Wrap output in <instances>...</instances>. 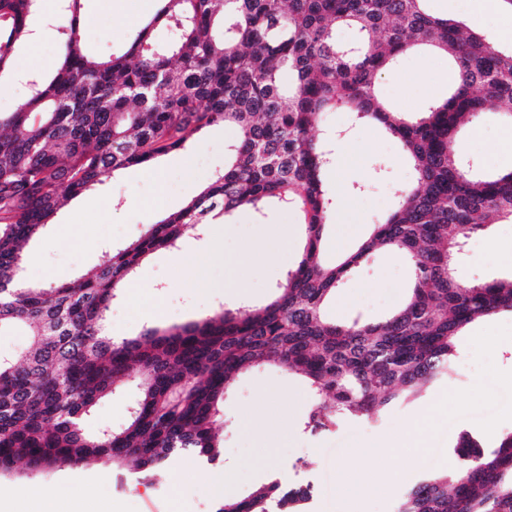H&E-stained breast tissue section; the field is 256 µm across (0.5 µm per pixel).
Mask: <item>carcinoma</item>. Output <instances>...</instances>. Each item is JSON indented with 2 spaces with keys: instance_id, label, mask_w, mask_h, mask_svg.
Masks as SVG:
<instances>
[{
  "instance_id": "1",
  "label": "carcinoma",
  "mask_w": 512,
  "mask_h": 512,
  "mask_svg": "<svg viewBox=\"0 0 512 512\" xmlns=\"http://www.w3.org/2000/svg\"><path fill=\"white\" fill-rule=\"evenodd\" d=\"M160 8L120 52L95 55L80 28L83 0H61L59 56L37 72L15 109L0 113V335L25 330L29 349L0 358V473L94 462L143 479L191 455L223 462L224 398L238 375L262 366L303 377L312 434L376 421L448 375L456 338L474 320L512 311V275L461 283L453 261L489 224L512 220V171L464 168L462 126L512 111V46L430 12L429 0H157ZM37 0H0V78L34 34ZM175 32L160 41L154 30ZM350 28L344 44L338 30ZM443 51L457 71L447 96L416 116L380 99L377 76L407 52ZM343 109L377 124L408 155L413 181L351 253L319 260L336 198L323 180L339 136L312 135ZM238 131L224 172L183 209L150 225L75 283L29 285L22 249L62 201L111 173L185 147L206 127ZM296 208L306 240L262 307L221 309L200 321L113 340L112 300L141 262L175 250L240 210ZM409 262L411 288L385 319L338 323L327 305L372 256ZM136 397L127 421L91 433L84 419L117 382ZM456 463L428 474L396 512H512V435L490 453L461 434ZM311 484L275 480L215 512H305Z\"/></svg>"
}]
</instances>
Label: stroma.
<instances>
[{
	"mask_svg": "<svg viewBox=\"0 0 512 512\" xmlns=\"http://www.w3.org/2000/svg\"><path fill=\"white\" fill-rule=\"evenodd\" d=\"M432 12L460 15L471 29L497 34L504 17L497 0H430ZM156 8V0H86L81 28L90 51L106 55L121 48ZM31 24L35 44L20 46L19 69L41 72L53 68L59 40L54 17L37 15ZM454 80L448 60L426 54L402 56L395 67L377 78L381 97L397 112L423 111L443 97ZM482 132L463 131L456 139L457 156L488 172L512 168V154L502 149L504 122L482 119ZM328 131H345L347 150L336 155L325 173L329 187H343L342 221L355 234L328 226L324 256L350 251L369 225L395 206L396 189L413 178L402 148L372 125L357 126L349 113L324 116ZM236 132L221 125L194 135L186 149L159 156L151 167H129L111 174L88 193L74 197L57 211L43 235L24 252L27 280L60 284L103 263L113 250L139 238L147 223L181 210L224 169V149ZM304 227L296 212L273 206L264 213L241 211L226 224L203 236L185 237L178 249L160 250L136 269L138 286L120 293L107 316L116 340H129L150 328H165L200 320L221 308L261 306L277 282L302 258ZM239 260L238 269L224 258ZM512 274V223L491 225L473 237L457 263V275L480 282ZM410 273L396 253L380 251L343 288L328 307L336 321H378L397 308L407 295ZM457 358L448 377L437 381L416 400L387 411L374 429L358 431L346 424L313 435L302 423L312 403L301 378L274 367L240 375L224 399V463L207 467L182 457L157 477L137 480L123 471L104 472L96 465L64 467L46 472L21 470L0 475V486L22 491V498H0V512H34L38 503L77 502L85 512L108 504L112 512H214L221 498L247 495L276 472L285 483L310 482L316 492L306 512H394L401 496L428 473H442L456 460L462 432L480 437L492 447L512 434V408H489L487 383L502 397L512 396L503 378L512 373V312L502 311L469 324L457 340ZM133 385L120 386L103 399L84 422L86 430L119 427L128 418ZM447 401L448 413L433 434V461H414L395 438L408 431L416 414ZM260 409L274 417H292L293 431L271 428L257 432L247 423ZM362 449L365 488L356 501L335 493L336 468ZM231 479L221 492L211 490L219 470Z\"/></svg>",
	"mask_w": 512,
	"mask_h": 512,
	"instance_id": "obj_1",
	"label": "stroma"
}]
</instances>
